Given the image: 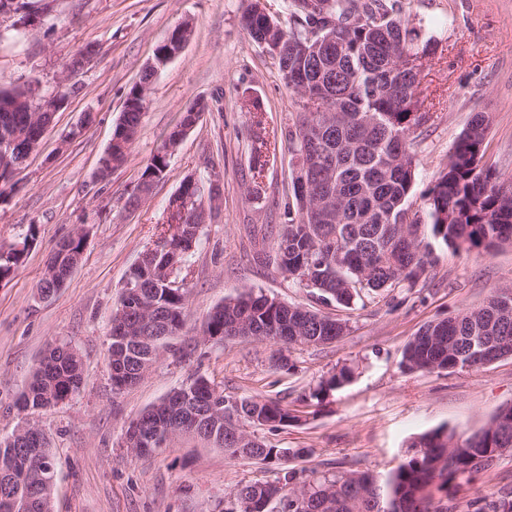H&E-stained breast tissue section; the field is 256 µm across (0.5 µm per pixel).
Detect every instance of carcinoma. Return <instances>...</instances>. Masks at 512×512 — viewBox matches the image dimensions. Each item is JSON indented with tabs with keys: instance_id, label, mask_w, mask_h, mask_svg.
<instances>
[{
	"instance_id": "1",
	"label": "carcinoma",
	"mask_w": 512,
	"mask_h": 512,
	"mask_svg": "<svg viewBox=\"0 0 512 512\" xmlns=\"http://www.w3.org/2000/svg\"><path fill=\"white\" fill-rule=\"evenodd\" d=\"M292 26L277 58L279 70H288L286 87L300 94L299 80L322 84L323 98L333 106L329 124L322 130L300 111L285 133L288 149L296 151L300 139L317 144L336 161L333 215L315 222L304 215V200L293 195L288 222L279 237L286 239L279 270L305 288L317 301L350 308L367 294L412 282L432 264L431 244L424 232L454 249L490 252L512 244V179H503L482 164L489 119L477 113L458 137L448 166L426 195L430 224L411 215L410 192L416 162L410 134L430 120L420 82L404 68L403 55L428 52L415 44V30L393 16L385 0H319L308 9L307 0H292ZM334 22L335 40L327 43L325 25ZM240 23L252 39L269 32L267 16L254 5ZM141 90L127 93L129 109L124 126L113 136L128 140L136 135L143 112ZM27 111L0 112V139L26 125ZM168 167L167 146L146 164L138 189L148 192ZM154 279L146 280L147 295L160 312L155 345L184 353L172 341L184 321L187 291L163 284L167 253L156 252ZM512 303V293L496 292L477 308L460 310L425 325L402 354L405 369L455 371L493 363L512 352V316H499L498 305ZM246 317L257 329L277 325L279 335L292 336L297 327L314 343L329 344L345 335L347 324L306 307H274L264 296L251 294L224 301L208 315L206 332L228 335L231 314ZM352 370L343 366L302 398L320 399L327 391L349 382ZM199 401L224 400V392L198 377ZM83 370L78 355L54 346L40 359L32 381L23 392L18 409L33 414L55 406L79 392ZM275 426L297 419L279 401L262 405ZM412 454L383 478L354 473L330 478L314 477L288 462L307 455V449L276 448L258 439L254 447L234 458L281 467L277 484L298 485L308 496L305 512H512V490L497 496L479 493L465 502L457 499L462 485L491 471L499 458L512 451V406L499 410L481 430L468 436L454 430L434 429L411 444ZM18 447L0 436V492L10 490L22 505L17 509L0 500V512H51L52 489L35 490L40 473L53 467L49 444L40 448L39 469L20 479ZM275 484V485H277ZM275 485L248 482L237 486L224 512H250L248 500L258 492L268 494ZM451 496L448 507L442 497Z\"/></svg>"
}]
</instances>
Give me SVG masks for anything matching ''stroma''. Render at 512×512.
I'll return each mask as SVG.
<instances>
[{
	"label": "stroma",
	"instance_id": "obj_1",
	"mask_svg": "<svg viewBox=\"0 0 512 512\" xmlns=\"http://www.w3.org/2000/svg\"><path fill=\"white\" fill-rule=\"evenodd\" d=\"M256 1L290 28L289 0H30L34 26L0 18V87L68 95L0 199V244L37 231L13 276L0 284V435L28 418L46 432L55 468L52 512H224L237 485L276 482L277 467L231 458L184 435L149 454L125 447L131 421L200 375L226 398L273 399L299 409L298 422L253 433L280 448L306 449L300 467L327 474L385 475L419 434L444 427L468 435L512 404V356L454 372L401 366L405 346L424 325L512 289V245L488 254L435 247L434 266L418 280L371 294L352 309L317 306L309 289L279 271L275 243L294 162L285 134L298 105L277 60L240 25ZM396 2L399 17L432 48L421 89L435 108L412 134L417 176L409 203L423 217L424 194L475 113L491 122L483 164L512 177V0ZM184 22L191 37L152 83L125 162L99 181L98 163L129 87ZM88 46L93 55L69 74L71 58ZM198 101L208 112L172 153L164 178L129 206L146 163ZM263 141L274 149L255 180L250 166ZM214 171L221 198L208 209L183 270L189 293L180 337L198 344L190 357L164 356L135 385L113 392L107 343L130 270L167 231L169 202L183 180L192 175L205 183ZM79 227L86 232L81 262L64 288L41 299L50 252ZM249 293L320 308L348 331L327 346H295L286 369L275 366L277 347L266 340L201 341L212 309ZM56 345L77 351L83 385L65 402L24 417L15 403ZM342 366L353 371L348 383L299 406L300 396Z\"/></svg>",
	"mask_w": 512,
	"mask_h": 512
}]
</instances>
